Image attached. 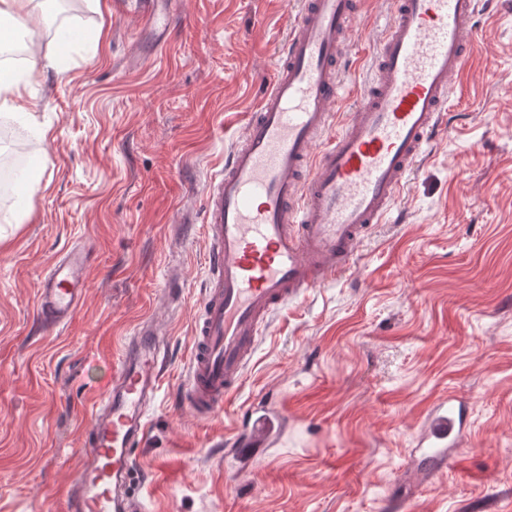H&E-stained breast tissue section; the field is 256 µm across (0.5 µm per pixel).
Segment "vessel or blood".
<instances>
[{
	"label": "vessel or blood",
	"mask_w": 512,
	"mask_h": 512,
	"mask_svg": "<svg viewBox=\"0 0 512 512\" xmlns=\"http://www.w3.org/2000/svg\"><path fill=\"white\" fill-rule=\"evenodd\" d=\"M392 17L376 51L372 84L339 129L331 122L349 89L339 66L356 0H298L257 108L224 166L205 188L210 271L193 327L190 380L180 402L200 416L223 408L256 352L271 313L335 281L354 258L362 233L392 222L394 206L419 159L446 129L452 80L473 50L482 0H390ZM178 0H139L147 31L165 28ZM86 247L47 270L37 311L65 324L87 291ZM165 368V338L139 324L125 340L110 386L92 407L82 435L80 475L66 512H131L125 494L134 448ZM463 405L439 401L420 431L425 460L444 464L460 442ZM281 417L251 410L225 437L231 471L243 475L275 443Z\"/></svg>",
	"instance_id": "obj_1"
}]
</instances>
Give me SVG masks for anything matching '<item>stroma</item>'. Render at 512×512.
<instances>
[{
	"mask_svg": "<svg viewBox=\"0 0 512 512\" xmlns=\"http://www.w3.org/2000/svg\"><path fill=\"white\" fill-rule=\"evenodd\" d=\"M296 7L180 0L161 39L140 35L121 0H53L28 18L34 49L12 67L27 83L18 99L0 92V156L35 175L29 193L0 194V512H66L90 401L143 320L169 343L128 488L143 512H512V0H484L448 131L397 222L372 225L338 281L271 314L223 410L201 418L178 403L208 275L206 177L241 136ZM388 9L359 0L353 93L334 125L372 75ZM57 24L76 36L62 56ZM186 212L194 223H180ZM79 243L84 303L46 330L43 273ZM451 393L465 431L434 472L414 449ZM256 405L282 412L284 431L234 479L224 437Z\"/></svg>",
	"mask_w": 512,
	"mask_h": 512,
	"instance_id": "obj_1",
	"label": "stroma"
}]
</instances>
